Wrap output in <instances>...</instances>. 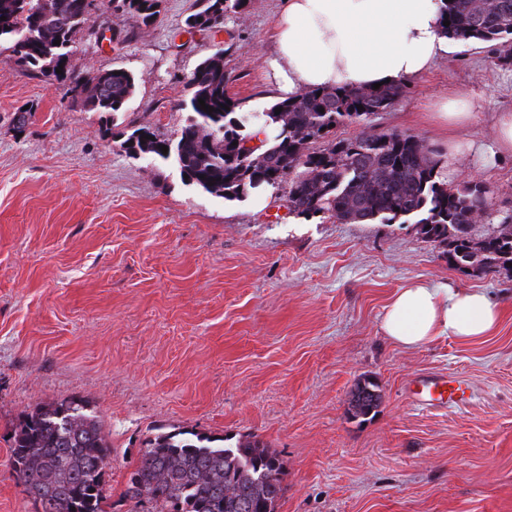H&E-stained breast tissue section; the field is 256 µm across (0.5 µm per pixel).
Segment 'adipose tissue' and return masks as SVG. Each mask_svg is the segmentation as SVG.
<instances>
[{
	"instance_id": "obj_1",
	"label": "adipose tissue",
	"mask_w": 512,
	"mask_h": 512,
	"mask_svg": "<svg viewBox=\"0 0 512 512\" xmlns=\"http://www.w3.org/2000/svg\"><path fill=\"white\" fill-rule=\"evenodd\" d=\"M445 0H283L265 61L276 97L308 89L395 84L429 72L446 55ZM499 308L480 290L417 282L388 304L383 332L415 348L438 338L488 335Z\"/></svg>"
}]
</instances>
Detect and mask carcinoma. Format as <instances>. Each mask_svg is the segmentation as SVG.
I'll return each mask as SVG.
<instances>
[{"instance_id":"carcinoma-1","label":"carcinoma","mask_w":512,"mask_h":512,"mask_svg":"<svg viewBox=\"0 0 512 512\" xmlns=\"http://www.w3.org/2000/svg\"><path fill=\"white\" fill-rule=\"evenodd\" d=\"M108 2L146 26L159 14L161 0ZM200 2L185 20L189 29L217 30L227 14L241 15L248 6L244 0ZM97 9L96 0H0V43L20 67L38 71L48 83L83 85V107L114 115L134 94V74L113 68L86 78L69 65L75 37ZM443 20L450 21L444 30L452 40L497 50L512 44V0H452ZM187 88L192 115L176 140L159 139L141 126L121 143L126 153L171 159L189 182L227 201L245 200L261 184L276 190L286 184L283 200L296 215H326L342 224H414L425 239L447 248L448 264L512 273L511 213L493 233L472 234L471 214L489 208L490 188L479 180L451 188L423 140L371 131V118L392 107L403 84L316 88L264 112H239L227 94L221 50L196 66ZM201 99L214 111L201 109ZM347 122L364 131L334 139V128ZM270 124L279 133L268 145L246 146L252 128ZM317 142L323 143L318 150L312 148ZM163 145L168 152L161 151ZM381 403L378 384L359 380L347 414L366 417ZM103 428L97 407L81 398L23 417L12 436L9 464L34 512H107L112 446ZM283 470L275 451L254 434L232 443L226 436L188 431L151 433L141 443L123 498L135 507L148 501L154 512H276L285 493Z\"/></svg>"}]
</instances>
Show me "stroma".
I'll list each match as a JSON object with an SVG mask.
<instances>
[{
  "label": "stroma",
  "mask_w": 512,
  "mask_h": 512,
  "mask_svg": "<svg viewBox=\"0 0 512 512\" xmlns=\"http://www.w3.org/2000/svg\"><path fill=\"white\" fill-rule=\"evenodd\" d=\"M196 0H162L150 26L101 8L70 56L77 74L139 78L121 112H90L0 54V512H33L9 466L15 427L34 408L93 402L112 444L111 512L149 428L259 435L285 467L278 512H512V276L449 266L411 224H342L263 207L187 182L172 162L130 157L120 136L149 125L176 139L186 83L224 54L242 111L276 101L263 82L281 0H249L221 32L187 33ZM473 106L446 129L432 106ZM512 109V63L455 42L372 120L442 154L449 185L473 176L493 204L476 235L512 208V154L483 156L497 112ZM26 112L25 124L16 121ZM478 289L503 309L489 336L390 342L385 306L408 283ZM442 372L469 385L461 409L424 410L410 379ZM382 392L366 420L346 415L354 384Z\"/></svg>",
  "instance_id": "1"
}]
</instances>
